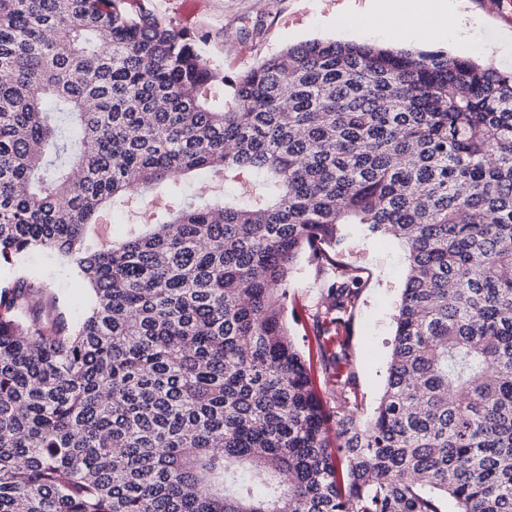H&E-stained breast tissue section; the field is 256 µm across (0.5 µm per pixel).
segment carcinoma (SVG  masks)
<instances>
[{"label":"carcinoma","mask_w":512,"mask_h":512,"mask_svg":"<svg viewBox=\"0 0 512 512\" xmlns=\"http://www.w3.org/2000/svg\"><path fill=\"white\" fill-rule=\"evenodd\" d=\"M125 0H0V512H512V74L310 41L231 80ZM205 172L251 190L180 194ZM160 185L121 240L88 234ZM406 247L370 419L343 226ZM93 293L73 318L23 273ZM313 252L323 400L291 337ZM27 268L38 276V287L58 295L73 317L82 314L89 306L90 292L83 281L59 267L41 252L28 255Z\"/></svg>","instance_id":"cac0c4a2"}]
</instances>
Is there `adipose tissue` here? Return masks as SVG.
Listing matches in <instances>:
<instances>
[{
  "label": "adipose tissue",
  "instance_id": "adipose-tissue-1",
  "mask_svg": "<svg viewBox=\"0 0 512 512\" xmlns=\"http://www.w3.org/2000/svg\"><path fill=\"white\" fill-rule=\"evenodd\" d=\"M372 11L382 19L384 36L395 42L420 31L444 39L457 24L450 0H372Z\"/></svg>",
  "mask_w": 512,
  "mask_h": 512
}]
</instances>
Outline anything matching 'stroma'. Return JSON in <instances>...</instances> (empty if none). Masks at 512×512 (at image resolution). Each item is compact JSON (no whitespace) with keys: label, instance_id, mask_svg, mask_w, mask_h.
Returning a JSON list of instances; mask_svg holds the SVG:
<instances>
[{"label":"stroma","instance_id":"1","mask_svg":"<svg viewBox=\"0 0 512 512\" xmlns=\"http://www.w3.org/2000/svg\"><path fill=\"white\" fill-rule=\"evenodd\" d=\"M130 12L145 9L159 20L176 25L202 40L204 55L223 67L227 78L256 66L286 48L313 41L384 44L377 29L359 30L367 0H126ZM464 14L467 56L512 72V0H455ZM160 200L148 195L106 215L93 227L100 239L121 237L141 213ZM339 259L358 268L361 297L350 329L349 353L353 378L363 399L364 414L377 406L387 377L395 330L396 306L406 280L404 244L392 238L364 236L359 225L347 227ZM38 276V285L58 295L72 315L89 306L83 281L43 253L25 260ZM326 279L314 261L299 257L288 282V322L301 350L316 347L312 315L323 300Z\"/></svg>","mask_w":512,"mask_h":512}]
</instances>
